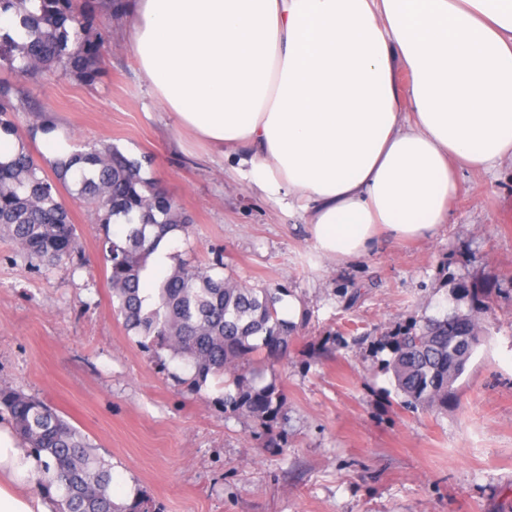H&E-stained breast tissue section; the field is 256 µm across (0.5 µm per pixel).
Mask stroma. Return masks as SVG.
Here are the masks:
<instances>
[{"label":"stroma","mask_w":512,"mask_h":512,"mask_svg":"<svg viewBox=\"0 0 512 512\" xmlns=\"http://www.w3.org/2000/svg\"><path fill=\"white\" fill-rule=\"evenodd\" d=\"M124 9L102 14L103 75L51 67L31 89L43 120L75 147L149 156L155 178L190 215L176 247L222 252L251 288L288 290L299 338L276 368L287 444L265 448L224 416L208 380L194 395L179 360L150 361L112 311L94 220L62 199L80 259L49 274L0 240V379L56 408L112 465L114 497L160 512H512V161L462 176L432 237L388 243L345 266L321 257L304 224L254 192L224 161L170 128L125 39ZM487 288V329L447 412L399 406L377 341L411 320L468 311L462 287Z\"/></svg>","instance_id":"stroma-1"}]
</instances>
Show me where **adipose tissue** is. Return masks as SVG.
Here are the masks:
<instances>
[{
    "instance_id": "obj_1",
    "label": "adipose tissue",
    "mask_w": 512,
    "mask_h": 512,
    "mask_svg": "<svg viewBox=\"0 0 512 512\" xmlns=\"http://www.w3.org/2000/svg\"><path fill=\"white\" fill-rule=\"evenodd\" d=\"M168 124L337 264L433 236L462 173L512 161V0H129ZM411 76L399 86L400 71ZM0 422V512H52Z\"/></svg>"
}]
</instances>
